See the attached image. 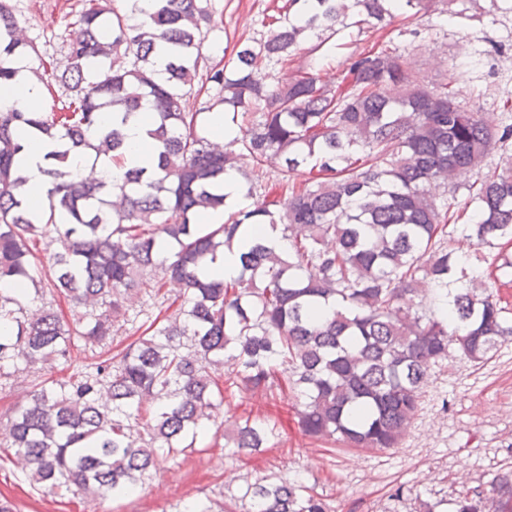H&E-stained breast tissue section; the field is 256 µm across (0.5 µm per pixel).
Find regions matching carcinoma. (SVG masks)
Instances as JSON below:
<instances>
[{"mask_svg":"<svg viewBox=\"0 0 512 512\" xmlns=\"http://www.w3.org/2000/svg\"><path fill=\"white\" fill-rule=\"evenodd\" d=\"M148 21L87 0L66 39L65 63L42 61L37 80L64 88L52 111L0 112V382L38 367L51 370L74 350L96 353L118 333L133 340L111 358H94L66 382L45 379L0 417L5 448L29 484L63 494L114 498L136 492L162 462L196 447L224 394L289 393L302 432L361 448L399 446L414 419L430 368L450 351L473 363L512 337V316L496 281L451 246L460 233L493 262L512 269V164L488 169L506 151L512 124L500 125L457 101L455 77L425 85L389 40L364 48L342 80H322L320 61L337 26L351 16L376 27L392 11H414L422 27L460 17L456 0L430 13L424 0H287L260 37L201 67L211 0H150ZM19 19L0 0V84L34 47L17 38ZM307 66H293L310 34ZM166 50L165 77L154 59ZM112 70L88 81L94 63ZM216 90L226 143L198 132L183 97ZM149 102L156 175L131 169L123 183H86L63 169L102 134L112 162H123L121 126ZM112 123H102V113ZM20 133L64 140L44 174L53 188L44 217L23 200L15 165ZM279 160L272 183L250 210L222 224H200L224 205V174ZM309 164L311 177L298 181ZM468 176L470 223L457 225V179ZM64 212L68 223H55ZM281 229L277 254L251 241L230 280L207 275L217 249L256 228ZM50 282L80 309L68 322L44 301L31 308L22 283ZM178 286L175 295L164 292ZM140 296L157 313L137 322L127 302ZM281 423L240 416L216 426L214 444L230 456L271 447ZM246 512H334L302 479L246 483ZM455 512H512V470L488 494L465 493ZM178 512H231L208 498Z\"/></svg>","mask_w":512,"mask_h":512,"instance_id":"1","label":"carcinoma"}]
</instances>
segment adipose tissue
Listing matches in <instances>:
<instances>
[{"label": "adipose tissue", "mask_w": 512, "mask_h": 512, "mask_svg": "<svg viewBox=\"0 0 512 512\" xmlns=\"http://www.w3.org/2000/svg\"><path fill=\"white\" fill-rule=\"evenodd\" d=\"M16 78L7 85L0 86V107H18L31 112L44 109L45 100L41 86L30 78L26 62H19ZM148 118L130 119L123 128L125 138L123 167L113 166L111 151L104 150L96 160L81 156L69 155L66 165L76 173L78 179L91 182L100 179L103 171H111L114 183H121L126 170L133 168H151L156 152L154 142L150 138ZM19 162L27 178L24 198L33 216H41L42 206L46 201L49 182L44 174L46 157L53 152L63 151L62 141L44 137L30 140L22 139Z\"/></svg>", "instance_id": "1"}]
</instances>
